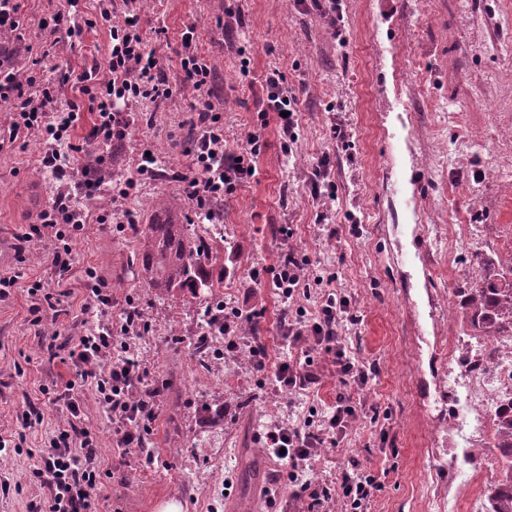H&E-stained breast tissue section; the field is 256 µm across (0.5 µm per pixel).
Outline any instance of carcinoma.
I'll return each mask as SVG.
<instances>
[{"label":"carcinoma","mask_w":512,"mask_h":512,"mask_svg":"<svg viewBox=\"0 0 512 512\" xmlns=\"http://www.w3.org/2000/svg\"><path fill=\"white\" fill-rule=\"evenodd\" d=\"M150 259L156 280L167 288L207 287V279L197 275L202 260L210 257V246L198 238L192 242L176 237L171 224H150ZM499 287L480 279L466 289L472 328L480 336H493L507 327L512 329V268L502 274ZM497 448L504 457L501 478L491 489V512H512V408L505 410L497 424Z\"/></svg>","instance_id":"obj_1"}]
</instances>
